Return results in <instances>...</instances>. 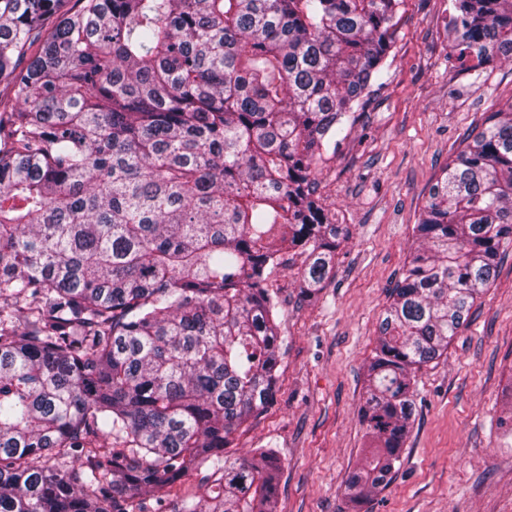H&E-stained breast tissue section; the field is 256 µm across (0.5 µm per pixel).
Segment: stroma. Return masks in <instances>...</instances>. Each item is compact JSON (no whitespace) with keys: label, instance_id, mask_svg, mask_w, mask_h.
Segmentation results:
<instances>
[{"label":"stroma","instance_id":"1","mask_svg":"<svg viewBox=\"0 0 512 512\" xmlns=\"http://www.w3.org/2000/svg\"><path fill=\"white\" fill-rule=\"evenodd\" d=\"M449 0H403L382 87L336 146L318 193L350 227L336 275L300 303L290 256L269 286L281 347L275 399L235 434L281 462L275 512H347L344 483L361 458L358 407L389 293L430 187L466 130L512 103V61L462 71L448 58ZM512 248L447 357L417 374L414 420L398 469L362 512H512V440L494 423L512 404Z\"/></svg>","mask_w":512,"mask_h":512}]
</instances>
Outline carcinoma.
<instances>
[{"mask_svg":"<svg viewBox=\"0 0 512 512\" xmlns=\"http://www.w3.org/2000/svg\"><path fill=\"white\" fill-rule=\"evenodd\" d=\"M0 0V512H273L224 449L276 394L280 253L310 303L348 225L317 171L381 80L401 0ZM449 55L512 59V0H452ZM359 409L353 512L390 483L416 373L512 244V104L429 191Z\"/></svg>","mask_w":512,"mask_h":512,"instance_id":"obj_1","label":"carcinoma"}]
</instances>
